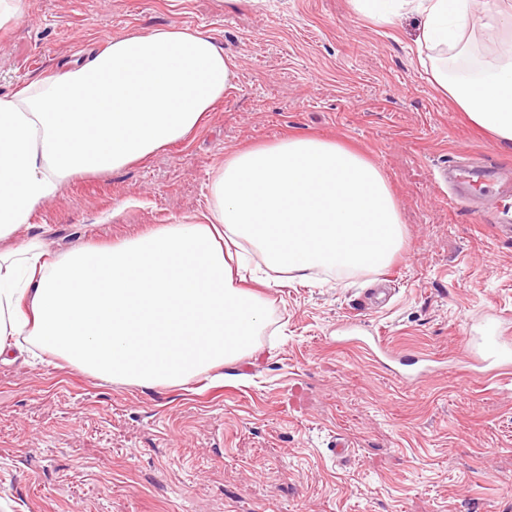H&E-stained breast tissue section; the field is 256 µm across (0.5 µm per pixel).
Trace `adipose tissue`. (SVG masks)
I'll return each instance as SVG.
<instances>
[{"label":"adipose tissue","mask_w":512,"mask_h":512,"mask_svg":"<svg viewBox=\"0 0 512 512\" xmlns=\"http://www.w3.org/2000/svg\"><path fill=\"white\" fill-rule=\"evenodd\" d=\"M387 24L419 16V62L512 151V41L470 56L476 0H351ZM238 64L209 34L171 24L109 39L0 95V362L31 348L94 377L178 388L252 350L268 320L237 269L256 257L287 280L344 278L401 250L399 205L380 170L340 144L291 136L224 160L202 222L49 256L10 241L35 209L86 173L115 171L186 141L235 87Z\"/></svg>","instance_id":"ef3b65f1"}]
</instances>
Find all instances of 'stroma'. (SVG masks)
Listing matches in <instances>:
<instances>
[{
    "label": "stroma",
    "instance_id": "1",
    "mask_svg": "<svg viewBox=\"0 0 512 512\" xmlns=\"http://www.w3.org/2000/svg\"><path fill=\"white\" fill-rule=\"evenodd\" d=\"M172 23L240 61L235 89L192 140L72 178L14 244L38 237L57 255L190 220L226 157L314 136L375 164L399 204L391 298L362 306L376 271L259 288L268 322L220 383L143 388L46 355L0 363V512H512V373L461 376L469 336L512 324V239L433 178L461 151L497 166V214L512 219V153L432 84L417 17L376 25L349 0H22L0 29V94ZM347 320L443 371L399 384L339 339ZM339 436L352 452L335 465Z\"/></svg>",
    "mask_w": 512,
    "mask_h": 512
}]
</instances>
